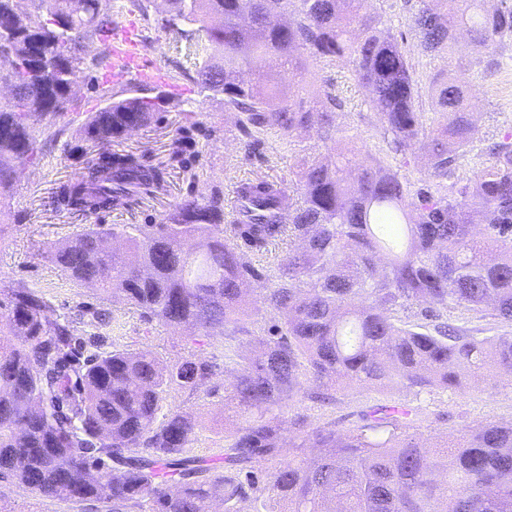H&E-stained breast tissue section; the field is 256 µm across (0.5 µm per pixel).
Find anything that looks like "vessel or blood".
<instances>
[{"label": "vessel or blood", "instance_id": "b4317fda", "mask_svg": "<svg viewBox=\"0 0 512 512\" xmlns=\"http://www.w3.org/2000/svg\"><path fill=\"white\" fill-rule=\"evenodd\" d=\"M107 76L113 84L130 80L156 83L164 80L160 66L148 65L141 59V37L131 22L115 24L112 34V64Z\"/></svg>", "mask_w": 512, "mask_h": 512}]
</instances>
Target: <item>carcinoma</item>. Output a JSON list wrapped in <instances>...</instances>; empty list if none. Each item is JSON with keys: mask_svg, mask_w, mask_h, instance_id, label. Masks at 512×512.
I'll return each instance as SVG.
<instances>
[{"mask_svg": "<svg viewBox=\"0 0 512 512\" xmlns=\"http://www.w3.org/2000/svg\"><path fill=\"white\" fill-rule=\"evenodd\" d=\"M0 42V198L20 184L19 156L38 154L34 125L70 101L67 74L84 63L88 38L112 39V0H30ZM426 50L469 37L499 66L512 42V0H417ZM171 17L202 32L195 82L237 113L243 148L275 136L285 146L309 130L326 153L295 164L300 202L284 183L255 176L235 186L229 210L219 189L188 199L160 224H90L50 251L73 282L105 300L124 297L147 321L184 325L223 341L224 410L235 425L224 447L190 445L199 424L167 405L173 392L212 394L217 364L189 348L165 360L114 346L91 351L68 319L23 285L0 297V483L72 512H512V423L479 424L426 442L418 411L380 405L362 424L309 427L297 415V455L282 461V425L297 401L322 407L367 388H469L492 377L512 387V332L477 338L448 313L490 311L512 324V132L489 147L493 163L443 185L475 135L462 74L432 81L431 127L416 106L413 65L403 39L364 0H167ZM44 45L43 69L21 43ZM345 59L381 112L383 141L396 155L420 150L427 178L412 182L375 157L357 165L356 137L336 125L345 103L335 78L315 90L280 88L282 68ZM147 125L152 99L91 112L83 136L99 147L87 173L60 187L75 212L120 208L162 186L167 165L193 166L197 135L182 128L168 164L108 149L127 116ZM112 237L122 254L101 247ZM297 243L276 267L270 248ZM268 280L248 302L243 284ZM270 308L272 325L254 316Z\"/></svg>", "mask_w": 512, "mask_h": 512, "instance_id": "carcinoma-1", "label": "carcinoma"}]
</instances>
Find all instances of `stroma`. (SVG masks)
Listing matches in <instances>:
<instances>
[{"label": "stroma", "instance_id": "obj_1", "mask_svg": "<svg viewBox=\"0 0 512 512\" xmlns=\"http://www.w3.org/2000/svg\"><path fill=\"white\" fill-rule=\"evenodd\" d=\"M365 4L369 11L382 14L394 33L403 37L415 67L423 122L434 118L429 104L434 77L449 72L464 74L467 105L474 114L476 135L460 170L469 174L482 169L489 162L488 144L499 140L512 127V42L502 50L499 67L488 73L481 64L482 52L465 36L452 51L423 52L413 28L414 9L405 0H365ZM166 9L165 0H151L144 14L134 10L129 0H112L113 22L131 20L142 29L141 54L148 63L165 66L166 84L133 82L114 89L112 95H104V75L97 60L108 47L94 38L85 41V63L76 74V91L67 110L43 127L39 136L44 143L42 151L36 160L25 165L24 177L15 193L0 200V289L25 284L49 303L54 316L77 319L78 335L97 337L104 349L120 345L172 358L183 352L190 334L188 328L144 322L119 297L99 299L93 288L74 283L55 267L48 259L49 251L86 224H157L187 198L206 199L216 188L231 194L240 179L258 174L287 179L295 159L272 136L263 139L252 153L244 152L236 114L225 111L220 101L198 94L195 72L186 66L184 40L162 28L161 18ZM331 73L349 81L347 103L337 112L336 122L356 136L357 161L370 155L388 157L380 135V116L366 103L364 89L350 81L349 65L339 64ZM158 94L170 99V110L156 113L151 123L115 139L112 147L163 157L179 128L194 125L198 130L194 162L198 180L189 182L181 170L173 169L166 176L164 191L150 197H131L120 209L82 214L58 208L56 198L61 185L75 181L94 154L92 144L80 135L86 114L100 110L114 98ZM96 308L105 311V320H92L89 312ZM168 403L199 422L202 432L196 447H223V392L191 399L175 392ZM394 403L419 408L420 430L431 437L449 438L462 427L481 422H512V389L491 378L477 381L464 393L439 389L415 394L355 386L347 389L334 406L313 408L297 403L291 411L305 416L311 426L333 421L339 429L347 430L357 423L360 412Z\"/></svg>", "mask_w": 512, "mask_h": 512}]
</instances>
